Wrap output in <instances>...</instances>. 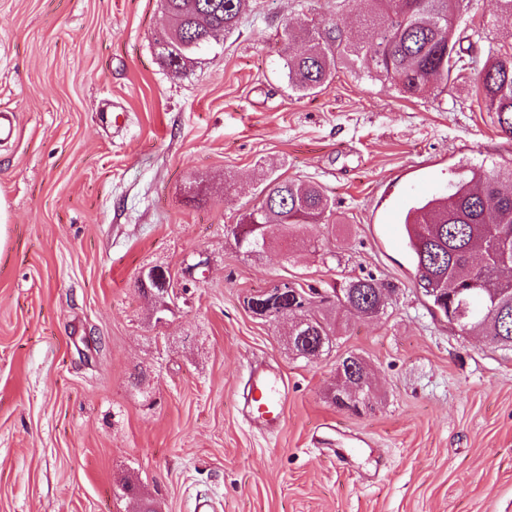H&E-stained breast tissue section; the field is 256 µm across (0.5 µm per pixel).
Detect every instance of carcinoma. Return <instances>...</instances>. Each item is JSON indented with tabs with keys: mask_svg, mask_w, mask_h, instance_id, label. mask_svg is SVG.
Returning a JSON list of instances; mask_svg holds the SVG:
<instances>
[{
	"mask_svg": "<svg viewBox=\"0 0 512 512\" xmlns=\"http://www.w3.org/2000/svg\"><path fill=\"white\" fill-rule=\"evenodd\" d=\"M355 26L340 24L304 28L294 34L285 24L281 33L282 70L289 86L304 95L315 94L340 65L365 68L394 84L403 94L444 92L453 72L470 66L466 59L482 32L462 25L464 0H359ZM249 0H164L168 27L156 40L162 62L182 70L191 56L219 36L233 33ZM300 40L304 50L292 43ZM468 45H463V42ZM477 92L500 130L512 136V52L490 43L477 76ZM268 201L245 213L249 237L263 239L277 232L288 246L304 243L307 226L323 224L332 204L314 183L274 178L263 187ZM407 244L415 281L434 312L463 334L478 333L501 349L512 350V278L501 269L512 266V163L488 170L471 168L451 184L448 195L416 202L405 214ZM389 286L372 277L356 278L341 286L339 304L354 317L380 316L379 299ZM284 286V309H299V321L288 331V345L299 358H315L333 347L335 336L326 317L314 310L308 293ZM344 377L359 383L356 391L334 394L338 408L357 409L366 402L367 367L353 353L341 357Z\"/></svg>",
	"mask_w": 512,
	"mask_h": 512,
	"instance_id": "1",
	"label": "carcinoma"
}]
</instances>
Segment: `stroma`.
<instances>
[{
  "mask_svg": "<svg viewBox=\"0 0 512 512\" xmlns=\"http://www.w3.org/2000/svg\"><path fill=\"white\" fill-rule=\"evenodd\" d=\"M355 0H251L235 32L179 73L157 54L162 0H0V512H512V351L433 314L403 219L458 174L512 162L476 96L477 57L408 97L339 66L300 96L284 24L352 26ZM497 0L467 26L512 49ZM333 201L305 246L242 253L227 228L271 178ZM208 275L156 317L141 270ZM374 277L376 318L334 311L336 343L303 360L247 305L284 283ZM369 369L359 411L332 402L345 353ZM288 386L280 426L241 408L250 362ZM352 451H324V426Z\"/></svg>",
  "mask_w": 512,
  "mask_h": 512,
  "instance_id": "stroma-1",
  "label": "stroma"
}]
</instances>
